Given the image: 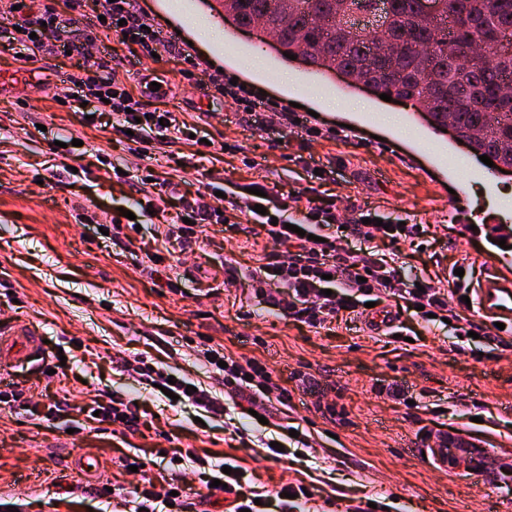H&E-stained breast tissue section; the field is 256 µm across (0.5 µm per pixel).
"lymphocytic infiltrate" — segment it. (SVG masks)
Listing matches in <instances>:
<instances>
[{
  "label": "lymphocytic infiltrate",
  "mask_w": 512,
  "mask_h": 512,
  "mask_svg": "<svg viewBox=\"0 0 512 512\" xmlns=\"http://www.w3.org/2000/svg\"><path fill=\"white\" fill-rule=\"evenodd\" d=\"M62 9H32L23 0H0V48L12 50L25 47L30 58L53 56L66 51L81 55L82 64L70 74L69 83L78 102L95 107L108 115L111 128L132 132L136 157H144L147 147L157 141L190 140L200 145V123H187L168 110L146 109L135 97L115 68L108 61H93L92 47L105 45L112 36H125L130 54L139 58L151 53L168 52L177 60L182 79L195 76L197 62L175 41L166 39L158 28H146V20L137 7V0H106L100 17H88L84 29L71 33L65 16H88V0H62ZM209 82L218 94L231 98L238 111L253 116L264 113L266 123L295 128V116L277 102H261L254 93L241 84H232L223 73L210 74ZM261 196H251L247 202L229 196L223 207L205 206L197 200L180 197V224H170L158 230V237L188 242L204 233L211 224H227L244 214L251 216L261 232L273 244L274 250L259 260L257 265L239 268L232 276L251 283L256 295L291 318L311 326L327 328L340 322L344 314H351L362 299L391 303L395 308L409 311L423 307L425 313L437 316L449 313L448 296L441 289L405 287L395 260L387 259L381 248L394 240H406L419 233L415 224L392 225L387 228L366 222V213L351 207L352 218L342 223L335 204L309 205L295 210L283 209L276 215H262L254 210ZM344 227L347 235L362 239L370 250L359 255L337 246L334 239L317 241L324 228ZM330 286L331 295H324L323 286ZM242 472L232 468V483L227 493L233 494L235 512H262L265 504H273L274 512H298L306 494L302 486H293L292 497L277 494L275 499L257 498L236 490L234 483ZM184 484L170 479L157 488H143L137 492H120L119 497L127 512H186Z\"/></svg>",
  "instance_id": "lymphocytic-infiltrate-1"
}]
</instances>
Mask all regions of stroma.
Wrapping results in <instances>:
<instances>
[{"instance_id":"stroma-1","label":"stroma","mask_w":512,"mask_h":512,"mask_svg":"<svg viewBox=\"0 0 512 512\" xmlns=\"http://www.w3.org/2000/svg\"><path fill=\"white\" fill-rule=\"evenodd\" d=\"M208 0H183L173 15L157 0H137L160 29L183 23V41L200 64L198 78L176 96L147 94L146 83L168 60L131 62L118 40L104 52L134 94L151 107H168L194 120L207 113L214 141L181 188L212 202L215 188L238 195L259 184L272 207H305L313 193L345 206L422 225L414 239L392 245L407 287L448 280L453 264L475 284L491 264L483 239L467 234L479 210L512 215V172L485 182L484 167L468 147L433 135L413 103L387 102L336 79L325 83L283 62L275 49L232 22L219 25L214 43L197 40V16ZM223 55V70L257 94L315 111L328 130L351 112L373 114L362 137L302 141L248 120L233 102L208 94V63ZM264 61L257 73L242 60ZM39 81L16 80L0 89V326L25 323L45 341L43 361L14 368L10 381L26 400L41 405L57 395L66 405L54 426L36 424L28 412L0 404V512H116L109 488L177 474L178 452L242 466L248 487L271 495L303 484L310 512H512V342L480 322L478 337H456L451 326L401 316L403 340L393 342L363 327L355 313L329 331L261 311L251 286L230 271L252 265L273 249L253 223L211 225L193 244L167 242L154 228L175 222L168 194L140 192L142 168L158 178L178 168L190 148L155 143L149 158L131 163L125 137L108 141L103 127L84 124L82 104L57 103L75 72L74 59L38 60ZM399 115L403 133L425 135L426 153L414 163L370 146L384 135L382 116ZM79 146L65 145L66 136ZM109 149L121 177L105 174L93 149ZM450 148L466 179V205L449 208L428 170V153ZM324 170L307 177L306 159ZM157 274H147L152 255ZM255 360L271 378L270 398H284V413L259 422L247 400L224 386V373L208 351ZM145 357L155 367L211 387L226 412L212 415L189 401L172 402L143 388L124 363ZM63 373H56V366ZM398 389V397L387 389ZM137 400V429L105 421L86 423L90 395ZM298 429L290 437L289 429ZM283 445L272 452L269 442ZM468 455L467 466L441 467L432 449ZM101 466L98 482L71 480L80 459ZM142 464L133 472L129 463Z\"/></svg>"}]
</instances>
